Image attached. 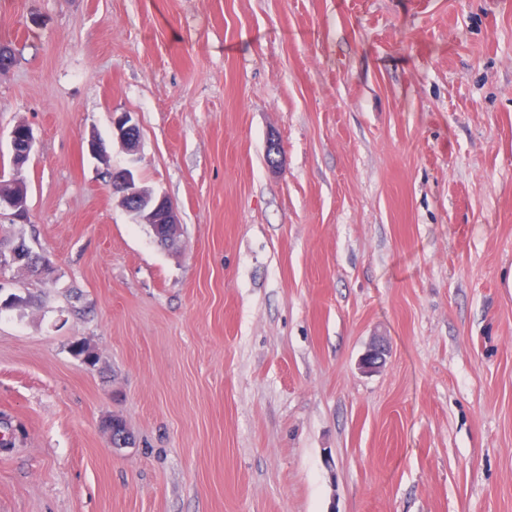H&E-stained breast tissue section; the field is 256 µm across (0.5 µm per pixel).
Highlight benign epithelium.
<instances>
[{
  "label": "benign epithelium",
  "instance_id": "benign-epithelium-1",
  "mask_svg": "<svg viewBox=\"0 0 512 512\" xmlns=\"http://www.w3.org/2000/svg\"><path fill=\"white\" fill-rule=\"evenodd\" d=\"M112 137L126 152L134 155L141 142L139 126L131 113H113ZM34 136L30 127L20 122L14 126L10 136L11 158L14 176L9 182L0 181V215L8 211L13 219L27 221L28 190L21 172L33 151ZM112 194L118 196L120 205L130 214L136 215L138 223L150 225L157 243L167 248L176 242L178 215L172 202L163 194H157L143 185L130 168H114L109 172ZM27 257L19 250L0 248V268L24 267ZM388 349L383 340L374 341L361 359L366 370L378 368L386 359Z\"/></svg>",
  "mask_w": 512,
  "mask_h": 512
}]
</instances>
